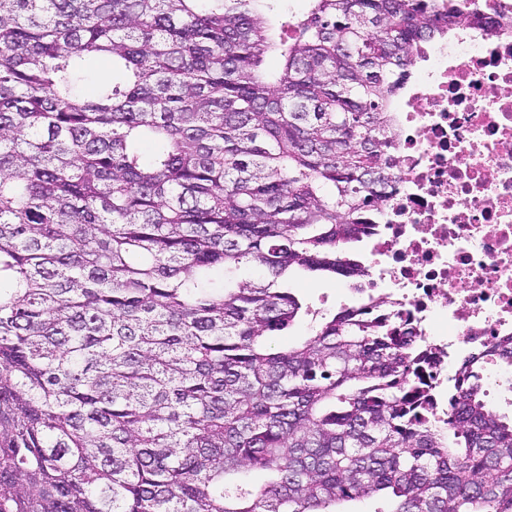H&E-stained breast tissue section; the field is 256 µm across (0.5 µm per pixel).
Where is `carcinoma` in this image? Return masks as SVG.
Listing matches in <instances>:
<instances>
[{
  "label": "carcinoma",
  "mask_w": 512,
  "mask_h": 512,
  "mask_svg": "<svg viewBox=\"0 0 512 512\" xmlns=\"http://www.w3.org/2000/svg\"><path fill=\"white\" fill-rule=\"evenodd\" d=\"M278 2L0 0V512H512L478 366L435 431L398 332L267 341L310 315L290 272L363 273L390 104L474 17ZM95 57L120 77L85 96Z\"/></svg>",
  "instance_id": "carcinoma-1"
}]
</instances>
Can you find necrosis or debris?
Listing matches in <instances>:
<instances>
[{
    "label": "necrosis or debris",
    "instance_id": "1",
    "mask_svg": "<svg viewBox=\"0 0 512 512\" xmlns=\"http://www.w3.org/2000/svg\"><path fill=\"white\" fill-rule=\"evenodd\" d=\"M497 22L422 46L392 110L398 181L370 212L339 309L408 334L418 422L448 425L469 360L512 379V0H469Z\"/></svg>",
    "mask_w": 512,
    "mask_h": 512
}]
</instances>
